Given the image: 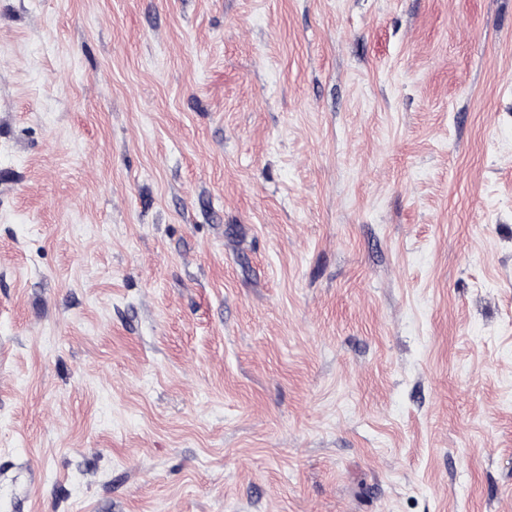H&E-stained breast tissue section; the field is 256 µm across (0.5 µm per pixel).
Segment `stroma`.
Returning a JSON list of instances; mask_svg holds the SVG:
<instances>
[{
  "label": "stroma",
  "mask_w": 512,
  "mask_h": 512,
  "mask_svg": "<svg viewBox=\"0 0 512 512\" xmlns=\"http://www.w3.org/2000/svg\"><path fill=\"white\" fill-rule=\"evenodd\" d=\"M0 512H512V0H0Z\"/></svg>",
  "instance_id": "35a3bbf8"
}]
</instances>
